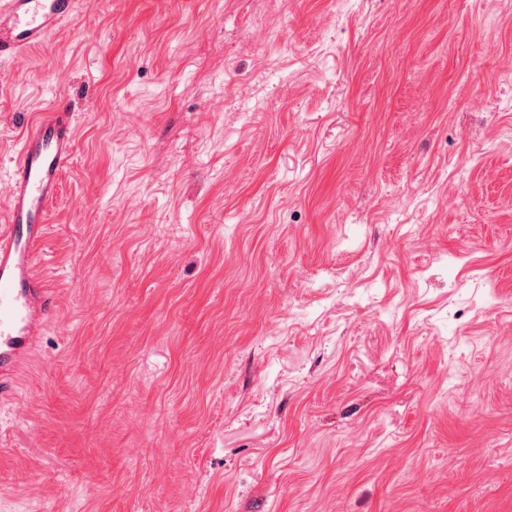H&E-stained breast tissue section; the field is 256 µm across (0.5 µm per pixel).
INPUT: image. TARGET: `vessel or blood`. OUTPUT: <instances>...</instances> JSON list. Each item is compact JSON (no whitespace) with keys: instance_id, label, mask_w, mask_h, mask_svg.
I'll return each instance as SVG.
<instances>
[{"instance_id":"1","label":"vessel or blood","mask_w":512,"mask_h":512,"mask_svg":"<svg viewBox=\"0 0 512 512\" xmlns=\"http://www.w3.org/2000/svg\"><path fill=\"white\" fill-rule=\"evenodd\" d=\"M77 0H0V64H17L70 19ZM71 112L27 126L8 173L0 216V403L16 400V378L53 319L55 300L37 267L49 208L74 157Z\"/></svg>"}]
</instances>
